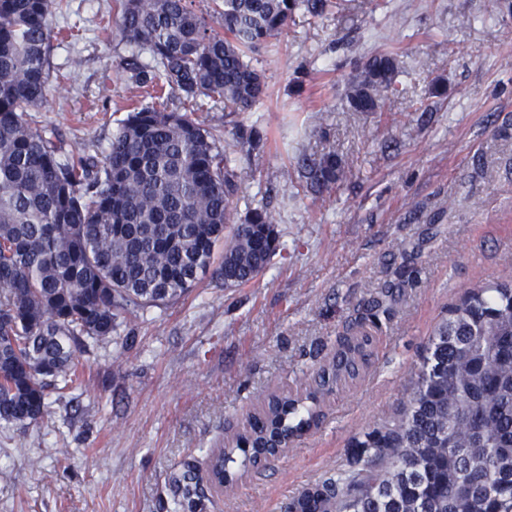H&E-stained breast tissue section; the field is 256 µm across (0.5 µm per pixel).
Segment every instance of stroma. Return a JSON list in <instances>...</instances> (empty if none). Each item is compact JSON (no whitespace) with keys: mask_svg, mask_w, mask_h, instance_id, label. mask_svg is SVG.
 <instances>
[{"mask_svg":"<svg viewBox=\"0 0 512 512\" xmlns=\"http://www.w3.org/2000/svg\"><path fill=\"white\" fill-rule=\"evenodd\" d=\"M118 24L115 0L51 11L47 96L30 119L66 150L102 152L139 94L120 61L151 54ZM382 53L398 61L394 92L377 111L350 110L349 82ZM250 59L263 98L231 112L217 97L198 119L242 177L236 217L273 212L277 255L251 283L210 274L125 316L41 419L0 424V512H288L305 488L363 466L354 440L407 403L446 306L512 271V0H328L316 16L295 10ZM330 152L347 175L314 193L297 162ZM377 297L362 375L322 397L286 454L255 467L235 453L240 481L215 492L211 449L331 360Z\"/></svg>","mask_w":512,"mask_h":512,"instance_id":"obj_1","label":"stroma"}]
</instances>
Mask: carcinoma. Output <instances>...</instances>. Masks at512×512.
<instances>
[{"label": "carcinoma", "mask_w": 512, "mask_h": 512, "mask_svg": "<svg viewBox=\"0 0 512 512\" xmlns=\"http://www.w3.org/2000/svg\"><path fill=\"white\" fill-rule=\"evenodd\" d=\"M326 0H215L219 34L188 0H116L119 31L149 48L120 65L154 99L176 97L191 110L133 108L101 156H74L32 126L45 101L53 0H0V422L24 428L43 417L49 388L78 381L76 352L112 339L125 314L159 308L189 293L219 266L224 287L254 280L280 247L263 206L235 220L237 172L221 136L195 114L216 97L248 112L264 95L246 52L282 33L302 5ZM389 54L363 63L346 97L375 112L395 90ZM316 191L345 174L334 154L302 160ZM224 245L216 254L218 245ZM371 333L339 340L305 396L274 397L249 417L224 456L223 473L243 445L266 431L283 441L317 417L293 421L303 401L355 378ZM367 460L333 481L305 489L290 512H512V274L475 284L435 327L407 404L360 442Z\"/></svg>", "instance_id": "carcinoma-1"}]
</instances>
